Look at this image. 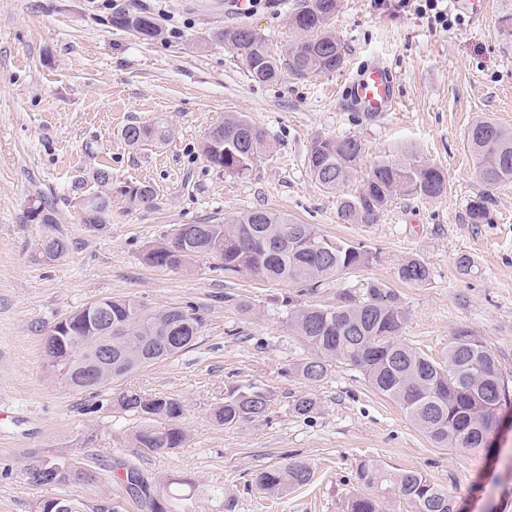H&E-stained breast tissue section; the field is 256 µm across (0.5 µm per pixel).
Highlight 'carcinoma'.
Segmentation results:
<instances>
[{
  "label": "carcinoma",
  "mask_w": 512,
  "mask_h": 512,
  "mask_svg": "<svg viewBox=\"0 0 512 512\" xmlns=\"http://www.w3.org/2000/svg\"><path fill=\"white\" fill-rule=\"evenodd\" d=\"M339 0H298L288 18L291 39L285 55L269 46L268 40L249 27L227 28L219 38L241 58L253 80L273 83L283 69L298 77L333 72L344 64V53L332 27ZM112 23L131 28L147 39H157L162 29L146 13H118ZM499 24L512 36V0H500ZM171 131L157 124H132L124 130L131 146L163 144ZM468 149L476 171L487 186L512 180V128L492 118L474 122L467 130ZM270 147L266 131L241 117L226 118L201 141L199 150L209 164L229 175H244L255 155ZM362 142L351 136L320 135L310 145L306 168L320 187L337 191L360 163ZM97 190L80 200L82 223L99 229L108 223L112 208V174L99 168L92 174ZM446 191L443 171L410 151L386 156L369 168L361 189L338 200V214L346 224H373L380 212L398 196L437 198ZM130 203L150 208L156 192L145 184H134L123 192ZM489 198L480 195L467 208L468 222L489 223ZM29 221L56 224V210L43 198L28 208ZM40 246L45 259L56 261L70 249L69 242L54 232ZM217 260L213 270L227 277L245 273L268 284L302 283L315 292L322 285L344 278L377 260V252L363 242L333 240L312 224L268 209H254L224 218L222 224H191L176 229L172 237L145 249L142 260L149 266L182 270L195 258ZM405 283L423 284L430 270L418 259L404 262L397 270ZM98 305L112 320V379L97 368L81 374L77 390L108 387L129 373L171 358L193 346L202 319L192 307L169 306L156 310L133 299L103 298ZM407 312L398 294L388 285L370 281L362 297L349 291L331 304L302 305L291 313V330L312 354L295 369L309 384L328 374L330 362L347 361L360 368L370 387L404 410L406 416L431 440L443 447L473 448L490 416L512 403V389L492 349L471 331L455 332L448 355L437 362L417 348L398 339ZM68 331L58 337L60 355L72 345L93 349L104 326L97 312L78 309L65 318ZM275 392L268 386L237 385L224 394V404L214 410L218 423L232 428L265 415ZM121 410L138 421L134 441L153 453H170L183 446L186 434L181 426L183 404L168 396H144L136 391L119 393ZM295 416L308 419L317 410L314 398L301 395L293 400ZM68 480L50 472L33 485H55L65 489L75 484H92L97 474ZM309 463L292 460L261 468L253 473L252 484L261 492L283 495L309 483ZM359 484L372 492L352 495L346 512H383L382 498L390 493L409 500L416 512H455L448 491L424 474L413 470H391L364 463L356 473ZM84 512V503L65 494L38 504L37 512Z\"/></svg>",
  "instance_id": "obj_1"
}]
</instances>
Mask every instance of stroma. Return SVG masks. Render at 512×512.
Masks as SVG:
<instances>
[{"mask_svg":"<svg viewBox=\"0 0 512 512\" xmlns=\"http://www.w3.org/2000/svg\"><path fill=\"white\" fill-rule=\"evenodd\" d=\"M227 2L0 0V512H36L58 496L57 487L30 485L21 474L49 457L103 473L100 483L71 492L116 512H149L124 479L131 467L154 496L168 480L189 481L178 512H345L362 490L355 472L364 462L422 472L461 512H512V407L500 412L491 447H438L357 367L337 362L320 383L301 380L294 368L310 351L289 327L291 305L331 303L345 289L359 296L379 280L407 311L404 342L440 361L466 328L512 378V182L485 188L466 146L477 119L512 127V39L499 27V0L476 21L451 11L447 29L397 0H340L334 28L343 68L271 84L255 82L218 34L250 26L283 50L296 0H251L243 17L229 15ZM119 12L150 13L165 39L113 25ZM375 58L395 76L397 104L368 124L357 120L342 85ZM239 114L262 126L271 144L242 177L210 167L198 149L213 126ZM158 120L172 130L164 144L125 141L127 126ZM319 134L363 144L341 193H356L375 160L404 150L442 169L447 192L396 198L374 224L343 223L339 193L321 189L306 169ZM102 165L112 173V208L95 230L82 224L78 203L93 190L88 172ZM132 183L155 188L153 207L129 204L121 189ZM484 193L490 223H468V203ZM39 196L53 203L57 230L70 243L54 262L40 254L45 226L26 219ZM259 208L364 242L380 259L312 295L245 274L225 277L209 257L178 271L141 258L179 225L219 224ZM463 254L470 269L457 264ZM412 258L428 266L426 283L398 280V267ZM110 297L195 307L201 333L189 350L111 388L73 389L47 370L46 338L75 310ZM250 382L275 393L266 416L233 428L214 421L226 390ZM126 389L182 402V448L135 447V422L115 402ZM301 394L318 404L307 420L291 411ZM295 458L311 465L309 484L280 496L252 489L253 472Z\"/></svg>","mask_w":512,"mask_h":512,"instance_id":"35a3bbf8","label":"stroma"}]
</instances>
